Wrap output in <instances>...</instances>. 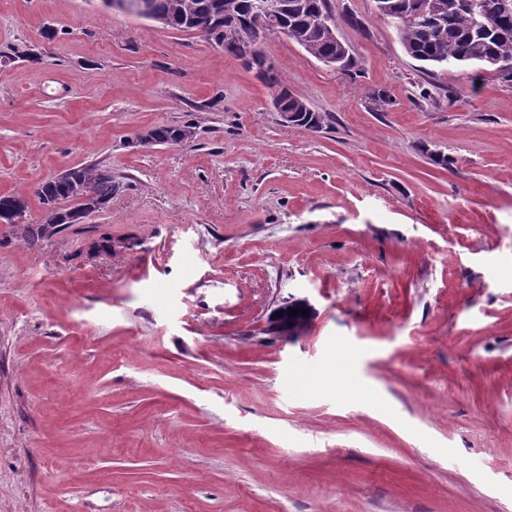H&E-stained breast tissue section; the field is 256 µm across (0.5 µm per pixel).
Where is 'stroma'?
I'll return each mask as SVG.
<instances>
[{
    "mask_svg": "<svg viewBox=\"0 0 512 512\" xmlns=\"http://www.w3.org/2000/svg\"><path fill=\"white\" fill-rule=\"evenodd\" d=\"M330 3L354 67L260 45L311 132L201 33L0 0V195L121 184L0 224V512H512V85ZM158 125L194 136L130 146ZM120 189V183L112 178L109 168L98 164L69 168L45 180L37 194L45 206L44 217L38 224L24 225V233L30 245L51 238L73 224H81L89 215L103 210L112 196ZM72 201L76 221L62 224L55 221V206ZM297 308L299 309L298 315L288 314V309L277 307L271 314L267 330L274 334L282 341L289 342L301 336L309 327L317 312L314 305L308 297H293ZM301 310H309V316L305 317L301 314ZM277 311L282 312L281 317H275Z\"/></svg>",
    "mask_w": 512,
    "mask_h": 512,
    "instance_id": "35a3bbf8",
    "label": "stroma"
}]
</instances>
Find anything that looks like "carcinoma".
<instances>
[{
	"mask_svg": "<svg viewBox=\"0 0 512 512\" xmlns=\"http://www.w3.org/2000/svg\"><path fill=\"white\" fill-rule=\"evenodd\" d=\"M225 0H158L159 8L170 16L169 27L186 31L189 19L224 9ZM380 16L397 23L404 51L431 66L461 68L478 64L495 73L501 82L512 85V0H374ZM279 25L285 34L317 59L350 57L349 49L333 36L326 23L336 21L329 0H281ZM268 89L279 85L283 102L293 107L297 98L275 75L259 72ZM192 126L159 125L146 129L156 144H170ZM120 189L112 171L98 164L69 168L47 180L37 194L45 206L42 220L24 225L29 244L51 238L69 228L55 221V206L72 203L80 224L89 215L106 207Z\"/></svg>",
	"mask_w": 512,
	"mask_h": 512,
	"instance_id": "1",
	"label": "carcinoma"
}]
</instances>
